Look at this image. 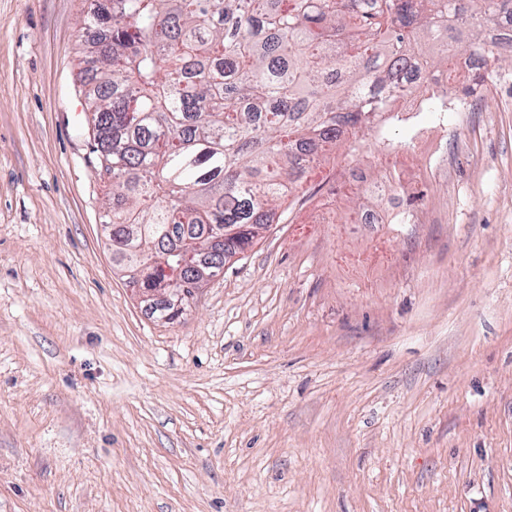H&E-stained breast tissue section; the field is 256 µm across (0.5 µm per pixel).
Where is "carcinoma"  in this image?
I'll return each instance as SVG.
<instances>
[{
  "label": "carcinoma",
  "mask_w": 512,
  "mask_h": 512,
  "mask_svg": "<svg viewBox=\"0 0 512 512\" xmlns=\"http://www.w3.org/2000/svg\"><path fill=\"white\" fill-rule=\"evenodd\" d=\"M512 0H91L82 46L103 48L81 75L93 152L112 171V261L142 288L215 275L275 222L310 162L378 124L412 92L424 53L444 71L454 45L512 60ZM485 74L448 94L470 96ZM225 228L222 254L207 228ZM146 303L157 319L184 311Z\"/></svg>",
  "instance_id": "obj_1"
}]
</instances>
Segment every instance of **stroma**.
Listing matches in <instances>:
<instances>
[{
  "instance_id": "obj_1",
  "label": "stroma",
  "mask_w": 512,
  "mask_h": 512,
  "mask_svg": "<svg viewBox=\"0 0 512 512\" xmlns=\"http://www.w3.org/2000/svg\"><path fill=\"white\" fill-rule=\"evenodd\" d=\"M89 0H0V512H512V64L488 62L406 224L306 229L343 138L157 321L112 263L78 81Z\"/></svg>"
}]
</instances>
